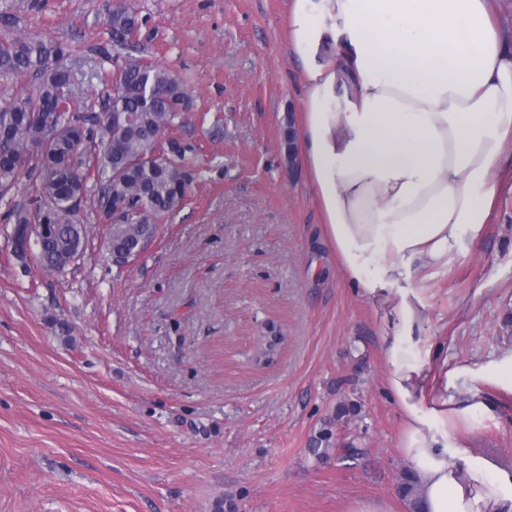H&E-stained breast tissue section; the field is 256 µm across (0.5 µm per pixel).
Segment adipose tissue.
Instances as JSON below:
<instances>
[{
	"label": "adipose tissue",
	"mask_w": 512,
	"mask_h": 512,
	"mask_svg": "<svg viewBox=\"0 0 512 512\" xmlns=\"http://www.w3.org/2000/svg\"><path fill=\"white\" fill-rule=\"evenodd\" d=\"M491 0H292L308 92L300 148L343 277L384 312L378 338L420 512H512V471L457 439L481 393L434 373L425 283L477 239L512 149V51ZM334 43L335 60L319 61Z\"/></svg>",
	"instance_id": "obj_1"
}]
</instances>
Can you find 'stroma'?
<instances>
[{"label": "stroma", "instance_id": "1", "mask_svg": "<svg viewBox=\"0 0 512 512\" xmlns=\"http://www.w3.org/2000/svg\"><path fill=\"white\" fill-rule=\"evenodd\" d=\"M0 0L21 37L74 49L76 98L99 111L116 61L171 70L188 92L175 135L191 176L183 208L119 269L97 198L83 256L60 273L13 255L0 202V512H410L401 423L385 387L381 319L341 275L285 122L303 110L290 0ZM438 360L478 369L512 352V154L481 237L427 283ZM283 341L257 362L260 337ZM490 417L459 437L512 467V391L461 379ZM330 432L326 453L314 452ZM107 10V19L112 27V39L114 41L123 42L128 33L134 28L129 36L133 35L137 29L136 17L125 4L109 3Z\"/></svg>", "mask_w": 512, "mask_h": 512}]
</instances>
